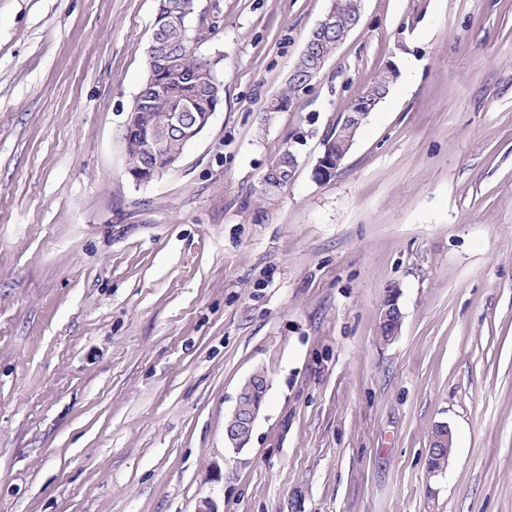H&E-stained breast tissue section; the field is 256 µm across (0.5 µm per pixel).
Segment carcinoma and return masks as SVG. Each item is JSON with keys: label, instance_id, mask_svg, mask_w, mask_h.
I'll return each instance as SVG.
<instances>
[{"label": "carcinoma", "instance_id": "carcinoma-1", "mask_svg": "<svg viewBox=\"0 0 512 512\" xmlns=\"http://www.w3.org/2000/svg\"><path fill=\"white\" fill-rule=\"evenodd\" d=\"M155 28L156 44L168 56L167 64L147 61L146 74L130 111L134 112V129L124 137L129 177L150 182L157 171H165L173 158L181 155L190 143L184 132L169 135L162 153L152 159L144 154L142 141L162 126L168 112L187 113V126L201 133L206 123L204 113L215 110L222 93L217 71L221 58H203L197 52L198 38L189 18L174 13V0H157ZM398 78V71L386 69L368 84L347 107L349 111L371 112L375 98L389 92ZM305 89L302 74L288 78L281 92L265 106L266 112H280ZM292 178L284 171L276 177L264 176L262 192L266 195L288 189Z\"/></svg>", "mask_w": 512, "mask_h": 512}]
</instances>
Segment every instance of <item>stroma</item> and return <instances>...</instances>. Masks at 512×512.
Masks as SVG:
<instances>
[{"label": "stroma", "instance_id": "obj_1", "mask_svg": "<svg viewBox=\"0 0 512 512\" xmlns=\"http://www.w3.org/2000/svg\"><path fill=\"white\" fill-rule=\"evenodd\" d=\"M329 6L195 0L222 103L139 184L123 129L156 0H0V512H512V0H363L266 113ZM289 145L293 181L262 194ZM260 367L237 453L224 418ZM331 53L326 51L321 52L315 64L307 71L305 77V85L302 81V74L297 73L288 78L285 86L281 92L272 98L265 106V112H280L286 108L301 91L308 88L318 75V72L323 68L325 62L330 58ZM398 75L397 70L387 68L382 71L374 81L368 84L357 98L350 103L344 111L345 113L341 124L342 136L339 140V145L336 144V136L339 131L340 123L338 122L336 126H333L329 131H327L323 138V151L325 149V145H327L329 150H332L334 153L336 152V156L333 158L336 168L350 150L352 143L354 142L356 130L362 124L365 117L368 115V112H372L379 104L380 101L376 103L375 106H372L375 98L383 95L384 93H386L384 96L386 97L389 92L390 85L398 78ZM336 148L339 149L336 150ZM399 296V289L391 287L387 290L381 305L379 326L384 327V336L381 339L387 343L395 340L400 334L403 315L398 304ZM453 436L448 425H437L435 432H431L429 441V457L438 458L443 452V448H448V458L450 456V448L452 452Z\"/></svg>", "mask_w": 512, "mask_h": 512}]
</instances>
